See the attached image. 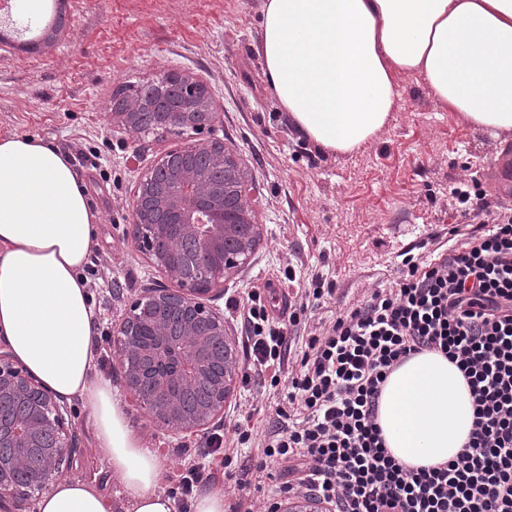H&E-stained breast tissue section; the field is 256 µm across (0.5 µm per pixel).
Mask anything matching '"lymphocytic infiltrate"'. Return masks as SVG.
I'll return each instance as SVG.
<instances>
[{
  "instance_id": "1",
  "label": "lymphocytic infiltrate",
  "mask_w": 512,
  "mask_h": 512,
  "mask_svg": "<svg viewBox=\"0 0 512 512\" xmlns=\"http://www.w3.org/2000/svg\"><path fill=\"white\" fill-rule=\"evenodd\" d=\"M450 194L469 222L450 228L448 246L407 248L389 287L304 341L295 331L333 293L322 274L278 319L264 295L248 293L247 369L281 388L282 400L268 429L246 418L230 439H207L205 455L228 463L239 447L261 445L255 465L224 473L237 495L232 512H255L252 483L273 465L285 475L281 493L315 496L333 512H512V212L491 208L471 174ZM425 351L463 373L474 420L456 458L414 469L388 452L377 411L391 371Z\"/></svg>"
}]
</instances>
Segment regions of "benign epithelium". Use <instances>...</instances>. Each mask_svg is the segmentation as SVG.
Segmentation results:
<instances>
[{
	"instance_id": "1",
	"label": "benign epithelium",
	"mask_w": 512,
	"mask_h": 512,
	"mask_svg": "<svg viewBox=\"0 0 512 512\" xmlns=\"http://www.w3.org/2000/svg\"><path fill=\"white\" fill-rule=\"evenodd\" d=\"M173 81L185 101L157 113L151 128L198 134L218 118L208 87L189 74L164 72L160 92ZM143 103L115 113L128 127ZM135 247L177 288L134 299L113 327V359L128 392L162 426L194 433L223 418L234 392L237 363L224 315L207 304L251 259L261 238L245 194V176L219 141L170 151L141 180L132 206ZM73 408L50 390L9 347L0 343V497L13 512L48 491L67 473L74 439ZM270 512H326L312 497L285 499Z\"/></svg>"
}]
</instances>
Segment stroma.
Listing matches in <instances>:
<instances>
[{
	"mask_svg": "<svg viewBox=\"0 0 512 512\" xmlns=\"http://www.w3.org/2000/svg\"><path fill=\"white\" fill-rule=\"evenodd\" d=\"M262 0H27L17 17L43 26L62 18L45 43L20 48L0 42V134L35 136L68 153L101 221L85 274L106 335L131 298L167 285L132 238V200L144 174L187 140L138 133L112 118L122 87L177 71L201 79L220 114L203 141L223 142L239 159L261 240L248 265L224 284L213 306L235 344L243 328L232 299L263 288L278 271L298 277L316 270L335 287L316 319L385 287L397 256L428 234L447 236L462 223L449 193L464 171L476 172L486 199L501 204L487 177L495 136L464 124L429 97L422 79L399 77L398 108L383 133L360 152L326 154L293 128L272 96L257 52ZM128 422L145 447L171 467L201 462L203 433H169L122 396ZM273 398L260 376L236 387L225 426L252 414L264 423ZM77 444L68 475L95 483L111 512H124L125 493L101 456L92 422L75 406Z\"/></svg>",
	"mask_w": 512,
	"mask_h": 512,
	"instance_id": "obj_1",
	"label": "stroma"
}]
</instances>
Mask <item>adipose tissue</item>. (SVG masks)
I'll return each mask as SVG.
<instances>
[{
	"mask_svg": "<svg viewBox=\"0 0 512 512\" xmlns=\"http://www.w3.org/2000/svg\"><path fill=\"white\" fill-rule=\"evenodd\" d=\"M274 98L323 151L358 152L395 112L397 79L473 128L512 134V0H265L259 42ZM100 214L69 156L0 136V339L66 401L89 413L126 512H174L165 459L129 427L110 382L95 379L98 315L84 268ZM473 421L470 388L437 352L411 356L383 385L377 423L411 468L455 458ZM37 512H110L98 487L63 478Z\"/></svg>",
	"mask_w": 512,
	"mask_h": 512,
	"instance_id": "adipose-tissue-1",
	"label": "adipose tissue"
}]
</instances>
